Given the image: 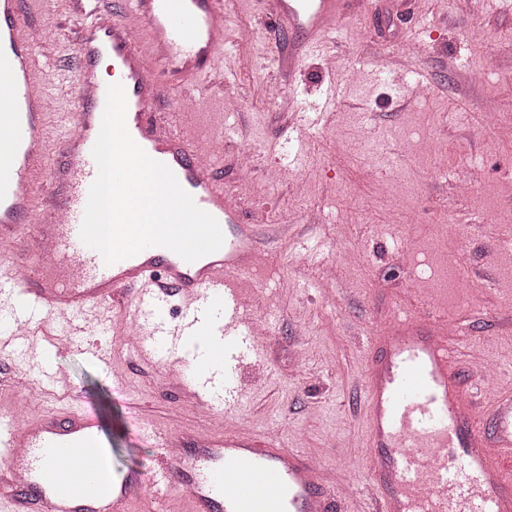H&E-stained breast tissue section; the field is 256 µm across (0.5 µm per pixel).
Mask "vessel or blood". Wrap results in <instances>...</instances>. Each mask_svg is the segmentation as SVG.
<instances>
[{
    "instance_id": "obj_1",
    "label": "vessel or blood",
    "mask_w": 512,
    "mask_h": 512,
    "mask_svg": "<svg viewBox=\"0 0 512 512\" xmlns=\"http://www.w3.org/2000/svg\"><path fill=\"white\" fill-rule=\"evenodd\" d=\"M26 0H0V321L19 355L31 327L70 323L109 307L133 326L138 345L184 370L171 388L212 403L238 395L237 370L263 347L250 307L232 288L251 273L258 227L227 204L215 163L199 140L158 111L185 83L211 74L224 52V0H127L119 19L105 0H69L77 29L73 85L77 104L53 123L38 56L54 51L27 17ZM366 0H269L276 24L307 40H326ZM126 93L132 139L176 176L197 207L219 223L215 252L185 261L152 246L101 262L80 230L98 175L92 150L108 82ZM56 144L62 167L49 166ZM49 241L42 253L39 241ZM179 298L178 326L167 319ZM58 343L41 348L44 385L59 382ZM448 321L417 297L380 338L366 372L372 464L362 489L365 512H512V392L478 409L469 386L451 375ZM91 419L78 409L21 420L0 413V512H132L130 489L144 481L171 490L189 512H338L340 489L302 449L250 431L175 430L153 434L151 476L112 479Z\"/></svg>"
}]
</instances>
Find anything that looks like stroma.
Segmentation results:
<instances>
[{
	"label": "stroma",
	"mask_w": 512,
	"mask_h": 512,
	"mask_svg": "<svg viewBox=\"0 0 512 512\" xmlns=\"http://www.w3.org/2000/svg\"><path fill=\"white\" fill-rule=\"evenodd\" d=\"M224 34V85L242 104L225 111L198 81L185 95L183 130L208 138L228 196L248 223L288 228L287 244L265 247L256 258L273 276L240 286L272 330L268 347L239 372L238 401L215 411L176 395L164 366L136 353L129 327L103 310L97 328L71 337L57 356L63 378L43 402L10 391L0 395V409L24 419L78 402L118 472L150 467L155 450L146 429L205 432L215 424L276 433L285 447L311 454L328 482L360 486L369 468L365 368L378 334L415 295L457 323L448 340L454 367L472 377L479 401L512 391V331L501 324L512 312V0H420L409 24L390 0H370L292 76L284 65L300 38L266 17L264 0H228ZM388 58L424 72L423 101L380 76ZM347 59L359 80L344 84L335 108L323 109ZM471 72L485 74V82L472 86ZM274 84L310 123L290 127L267 101ZM487 100L498 105L502 124L487 120ZM407 128L435 148L408 149L400 137ZM297 136L306 155L293 163L286 154ZM245 151L254 158L248 170L238 166ZM455 181L471 183L472 195H452ZM310 208L325 223H306ZM340 222L362 256L359 265H345L332 248ZM454 224L466 227L467 238L451 232ZM405 247L442 265L441 277L401 265ZM326 265L336 269L334 304L318 287ZM466 267L481 272L472 282L480 300L470 307L459 305L449 287ZM92 344L109 365L87 359Z\"/></svg>",
	"instance_id": "obj_1"
}]
</instances>
